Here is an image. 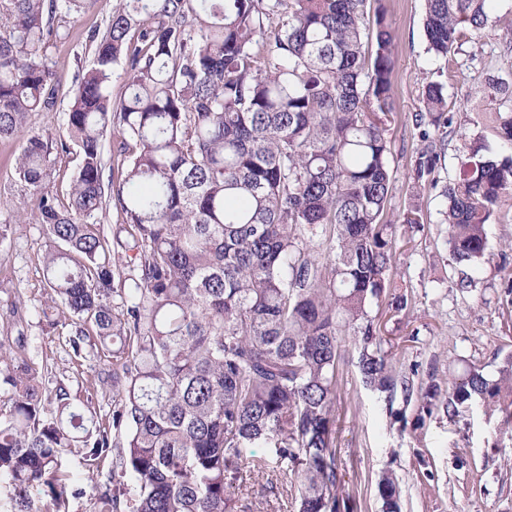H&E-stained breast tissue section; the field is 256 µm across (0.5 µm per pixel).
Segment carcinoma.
I'll return each mask as SVG.
<instances>
[{"mask_svg":"<svg viewBox=\"0 0 512 512\" xmlns=\"http://www.w3.org/2000/svg\"><path fill=\"white\" fill-rule=\"evenodd\" d=\"M88 2L0 0V139L26 133L15 174L45 232L43 321L55 329L68 314L77 356L112 351L115 368L98 376L112 386V421L61 381L43 394V374L0 343L6 512H33L34 492L64 512L58 471L70 448L89 470L112 457L136 484L131 495L93 490L89 512H229L241 464L265 474L252 448L275 449L298 512H345L340 361L352 349L364 386L413 392L381 347L376 312L408 309L385 220L398 34L383 0H116L104 29L87 33L93 63L68 91V139L54 145L27 120L55 105L47 51L66 35L59 21ZM493 2L424 0L428 51L447 80L424 86L412 116L416 185L436 183L442 142L460 130L448 82ZM474 93L490 108L472 120L480 134L442 190L462 291L494 260L489 225L512 210V82L491 75ZM109 134L122 164L107 183ZM73 148L80 163L64 202L53 154ZM112 199L132 237L122 263L101 224ZM422 398L429 414L480 403L512 427V355L493 379L467 363ZM378 494L384 512H400L392 474Z\"/></svg>","mask_w":512,"mask_h":512,"instance_id":"cac0c4a2","label":"carcinoma"}]
</instances>
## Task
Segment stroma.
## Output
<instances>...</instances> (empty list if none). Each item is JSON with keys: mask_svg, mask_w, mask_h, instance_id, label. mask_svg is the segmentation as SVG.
Returning a JSON list of instances; mask_svg holds the SVG:
<instances>
[{"mask_svg": "<svg viewBox=\"0 0 512 512\" xmlns=\"http://www.w3.org/2000/svg\"><path fill=\"white\" fill-rule=\"evenodd\" d=\"M384 4L398 33L393 75L398 117L389 130L393 188L387 216L396 220L416 203L426 224L418 232H397L395 280L408 294L409 306L401 313L383 314V346L396 354L401 374L425 385L447 384L449 369L464 361L481 366L492 377L500 360L512 352V316L500 315L505 295L495 264L481 267L474 291L455 288L457 269L449 255L448 227L440 222L446 202L439 187L454 174L476 133L468 120L484 104L472 96V88L486 74L512 70V56L502 54V42L512 31V0H497L481 38L465 43L458 54L459 70L448 88V100L467 127L464 135L446 141L438 187L418 189L410 179L417 144L412 116L422 106L423 87L437 80L440 64L426 50L422 0H384ZM107 13L105 0H94L68 19L66 38L50 46L49 58L62 91L54 107L32 114L30 125L35 131L56 140L66 138L65 90L78 71L91 64L93 51L86 35L88 30L104 28ZM23 143L20 137L0 140V224L9 227L6 240L0 242V337L8 330L7 304L21 298V358L33 368L50 369L52 380L66 383L77 398H92L99 421L105 422L112 416V389L95 387L93 375L111 367V355L74 356L40 316L47 299L42 227L30 221L34 202L15 175ZM422 404L417 391L408 396L399 389L388 397L367 389L358 378L353 356H345L337 382L336 457L343 475L341 493L350 512H381L377 485L387 471L397 480L401 512H512V427L503 425L500 417L486 416L479 406L451 419L427 414ZM59 476L70 492L68 512H87L92 487L126 492L134 488L111 459H103L90 471L73 450L65 452Z\"/></svg>", "mask_w": 512, "mask_h": 512, "instance_id": "35a3bbf8", "label": "stroma"}]
</instances>
